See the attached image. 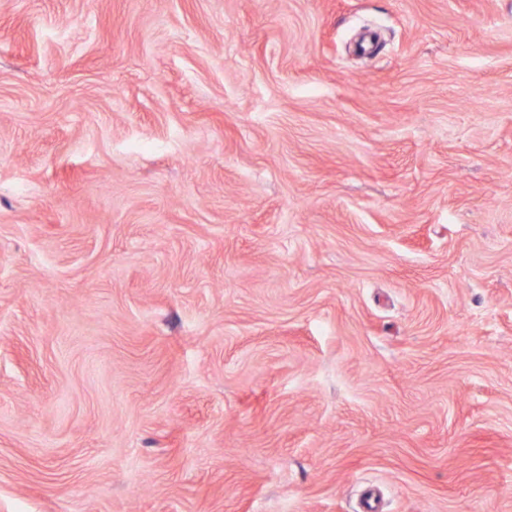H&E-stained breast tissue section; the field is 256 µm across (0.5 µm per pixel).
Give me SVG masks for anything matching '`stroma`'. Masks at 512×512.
I'll return each instance as SVG.
<instances>
[{
	"instance_id": "35a3bbf8",
	"label": "stroma",
	"mask_w": 512,
	"mask_h": 512,
	"mask_svg": "<svg viewBox=\"0 0 512 512\" xmlns=\"http://www.w3.org/2000/svg\"><path fill=\"white\" fill-rule=\"evenodd\" d=\"M512 512V0H0V512Z\"/></svg>"
}]
</instances>
